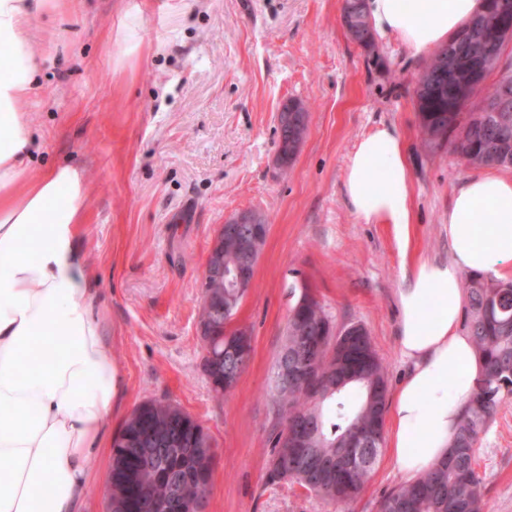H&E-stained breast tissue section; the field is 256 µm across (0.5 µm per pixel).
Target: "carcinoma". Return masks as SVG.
Returning a JSON list of instances; mask_svg holds the SVG:
<instances>
[{
    "label": "carcinoma",
    "mask_w": 512,
    "mask_h": 512,
    "mask_svg": "<svg viewBox=\"0 0 512 512\" xmlns=\"http://www.w3.org/2000/svg\"><path fill=\"white\" fill-rule=\"evenodd\" d=\"M424 70L429 81L416 93L422 142L431 151L448 150L467 164L478 167H512V133L503 135L497 112H462L448 102V62L435 51ZM505 281L473 275L466 287L464 327L483 374L474 397L465 407L455 441L469 436L464 453L436 461L423 476L403 482L378 503V512H488L483 478L478 471L477 447L480 434L507 400L512 398V288ZM201 340L213 358L202 357V368L212 367L209 381L216 396L222 397L235 385L250 355L229 351L236 337L226 334L224 315L218 309L201 308ZM316 296L307 295V304L289 310L288 332L281 346L307 355L317 351L313 373L352 368L351 377L340 386L316 398L297 384L269 388L272 407L273 446L267 461L266 483L297 484L329 505H346L362 493L375 470L384 440L363 450L352 468L332 478L313 473L314 459L302 448H290L282 440L284 428L296 417L315 420L312 446L320 456L334 455L338 446L354 431L371 423L385 424L387 396L377 397V387L388 385L386 366L377 354L366 327L349 341ZM202 425L172 403L149 400L136 406L125 420L112 445V498L128 499L135 490L133 469L143 445L139 437L151 430H177L183 447H191L195 431ZM288 458L290 468L282 474L278 460ZM212 464L201 462L195 471L174 473L170 481L154 480L148 494L154 503H163L169 512L180 497L193 498L208 489Z\"/></svg>",
    "instance_id": "obj_1"
}]
</instances>
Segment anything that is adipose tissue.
<instances>
[{
  "label": "adipose tissue",
  "mask_w": 512,
  "mask_h": 512,
  "mask_svg": "<svg viewBox=\"0 0 512 512\" xmlns=\"http://www.w3.org/2000/svg\"><path fill=\"white\" fill-rule=\"evenodd\" d=\"M63 0H0V512H77L117 388L96 315V274L78 246L91 186L73 164L40 165L26 108L44 61L31 20ZM481 0H366L376 34L413 54L444 44ZM344 193L366 223L411 222L405 143L362 137ZM448 262L418 263L399 294V346L413 368L389 408L394 469L414 480L444 457L482 374L461 329L463 273L512 269V177L469 179L448 210Z\"/></svg>",
  "instance_id": "1"
}]
</instances>
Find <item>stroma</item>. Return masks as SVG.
<instances>
[{
	"label": "stroma",
	"mask_w": 512,
	"mask_h": 512,
	"mask_svg": "<svg viewBox=\"0 0 512 512\" xmlns=\"http://www.w3.org/2000/svg\"><path fill=\"white\" fill-rule=\"evenodd\" d=\"M139 0H67L32 19L46 61L29 120L44 164L83 167L92 185L79 238L97 274L119 385L109 437L149 399L182 408L217 448L208 512H376L402 483L381 454L361 497L335 507L284 483L265 484L268 385L305 281L337 325L357 323L382 358L389 390L410 365L398 346V296L422 261L447 262L448 207L483 170L426 153L412 95L426 54L378 39L367 56L341 24L342 0H167L142 16L137 50L111 63L109 37ZM309 108L288 169L275 165L284 101ZM407 148L413 221L407 229L358 219L343 194L349 159L376 126ZM261 209L268 233L234 325L249 328L250 360L216 400L198 330L201 281L225 215ZM489 512H512V400L478 447ZM112 451L88 462L95 479L80 512H105Z\"/></svg>",
	"instance_id": "stroma-1"
}]
</instances>
